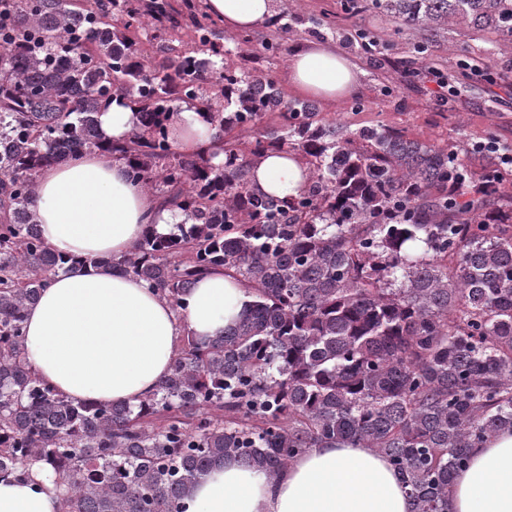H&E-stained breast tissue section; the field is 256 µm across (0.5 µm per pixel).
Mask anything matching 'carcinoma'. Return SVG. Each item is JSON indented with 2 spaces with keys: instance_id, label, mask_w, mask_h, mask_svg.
Returning <instances> with one entry per match:
<instances>
[{
  "instance_id": "cac0c4a2",
  "label": "carcinoma",
  "mask_w": 512,
  "mask_h": 512,
  "mask_svg": "<svg viewBox=\"0 0 512 512\" xmlns=\"http://www.w3.org/2000/svg\"><path fill=\"white\" fill-rule=\"evenodd\" d=\"M0 475L36 464L62 512H185L226 458L269 473L311 448L385 457L412 512H448L469 449L512 431V190L496 141L430 144L355 129L288 102L268 74L224 59L194 0H0ZM413 30L465 25L512 49V0H347ZM119 15L122 28L112 24ZM189 20L196 49L149 69L134 33ZM133 97L140 126L107 142L98 114ZM207 111L224 163L179 152L165 123ZM270 118L277 127L255 128ZM296 152L311 183L281 201L248 174ZM104 150L187 215L119 258L176 308L210 270L250 294L224 334L182 336L170 372L138 405L75 403L24 358V322L49 279L76 272L30 209L40 170Z\"/></svg>"
}]
</instances>
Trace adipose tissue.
I'll use <instances>...</instances> for the list:
<instances>
[{
    "label": "adipose tissue",
    "mask_w": 512,
    "mask_h": 512,
    "mask_svg": "<svg viewBox=\"0 0 512 512\" xmlns=\"http://www.w3.org/2000/svg\"><path fill=\"white\" fill-rule=\"evenodd\" d=\"M273 0H204L207 13L233 33L263 25ZM361 72L327 43L298 47L288 62V85L299 97L333 102L353 93ZM105 139L123 141L139 125L131 99L114 97L98 116ZM169 140L188 155L224 161V151L203 109L182 103L166 126ZM251 184L280 200L309 184L305 163L288 150L265 153L249 170ZM46 243L84 261L75 274L58 275L27 311V360L49 387L88 404L140 403L169 373L183 334L221 335L249 296L223 270L200 277L172 307L137 277L93 266L101 257L133 250L151 232L170 234L181 210L130 177L129 166L94 150L51 164L38 175L32 201ZM49 473L0 477V512H61ZM186 512H411L405 485L388 461L363 447L314 448L286 470L271 474L234 459L213 466L186 501ZM448 512H512V432L469 451L456 476Z\"/></svg>",
    "instance_id": "1"
}]
</instances>
